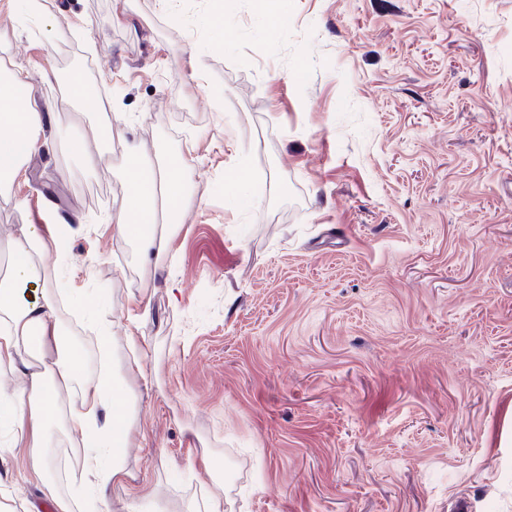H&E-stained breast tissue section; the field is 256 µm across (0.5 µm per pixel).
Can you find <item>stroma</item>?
Here are the masks:
<instances>
[{
	"label": "stroma",
	"instance_id": "stroma-1",
	"mask_svg": "<svg viewBox=\"0 0 512 512\" xmlns=\"http://www.w3.org/2000/svg\"><path fill=\"white\" fill-rule=\"evenodd\" d=\"M40 3L0 0V62L60 76L0 243L76 222L46 261L131 401L104 512H512V0H273V28L255 0ZM75 69L119 134L95 170ZM129 145L193 167L147 268L109 226ZM48 442L43 480L31 441L0 452L14 512L93 482L79 435ZM64 94L65 104H80L89 111H92L90 102L95 96L94 89L91 84L87 82L83 73L73 71L68 75L65 81Z\"/></svg>",
	"mask_w": 512,
	"mask_h": 512
}]
</instances>
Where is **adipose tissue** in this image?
I'll return each mask as SVG.
<instances>
[{
  "label": "adipose tissue",
  "mask_w": 512,
  "mask_h": 512,
  "mask_svg": "<svg viewBox=\"0 0 512 512\" xmlns=\"http://www.w3.org/2000/svg\"><path fill=\"white\" fill-rule=\"evenodd\" d=\"M45 121L33 94L29 70L20 65L1 66V191L25 176L26 161L39 147ZM123 169L125 191L112 216V230L136 245L140 262L147 267L170 250L172 222L185 201L187 167L132 150L126 155ZM54 243V237L45 234L41 225L23 224L6 245L9 264L6 273L0 275V366H22L26 385L0 393V433L8 435L14 443L26 436L33 442H42L58 419L61 391L76 393L79 404L70 410L66 426L70 432L90 439L83 450V464L96 482L83 489L80 496L93 505L103 500L110 484L122 478L129 401L110 366L111 338L107 329H100L94 339L101 368L91 382L83 378V344L63 340L54 302L64 290L52 279L42 259ZM30 286L40 288L39 299H23V289ZM49 345L56 351L50 360L43 353ZM104 410L112 413V425L108 428L99 425V415Z\"/></svg>",
  "instance_id": "obj_1"
}]
</instances>
